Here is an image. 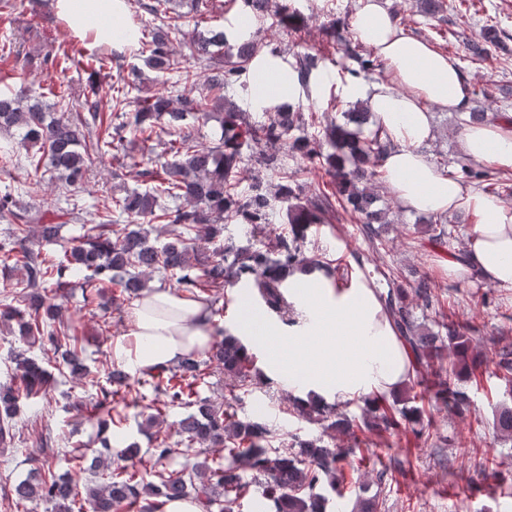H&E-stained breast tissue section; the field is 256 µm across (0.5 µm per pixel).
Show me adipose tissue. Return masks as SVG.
<instances>
[{"label": "adipose tissue", "mask_w": 512, "mask_h": 512, "mask_svg": "<svg viewBox=\"0 0 512 512\" xmlns=\"http://www.w3.org/2000/svg\"><path fill=\"white\" fill-rule=\"evenodd\" d=\"M351 25L356 39L384 64L382 74L344 89L348 99L367 101L393 148L382 163L385 186L406 211L443 214L457 209L475 218L464 259L441 265L449 279L479 278L512 288V208L496 197L467 188L439 173L422 145L432 136L433 110L459 111L468 86L459 64L410 35L380 0H360ZM462 150L501 171H512V123L468 128ZM298 313L297 336L287 340L258 315L240 330L268 352L272 368L289 385L323 398L389 396L414 371L390 326L379 296L367 282L335 286L321 271L293 272L283 281ZM206 303L164 289L145 291L136 301L120 355L135 371L176 363L212 341ZM310 344H303V337Z\"/></svg>", "instance_id": "adipose-tissue-1"}]
</instances>
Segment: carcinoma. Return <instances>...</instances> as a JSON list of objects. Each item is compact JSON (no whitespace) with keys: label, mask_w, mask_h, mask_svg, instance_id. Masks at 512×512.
Returning <instances> with one entry per match:
<instances>
[{"label":"carcinoma","mask_w":512,"mask_h":512,"mask_svg":"<svg viewBox=\"0 0 512 512\" xmlns=\"http://www.w3.org/2000/svg\"><path fill=\"white\" fill-rule=\"evenodd\" d=\"M467 2L454 0L447 5L444 0H424L423 8L434 15L446 6L459 20ZM245 5L255 17L273 11L283 24L293 19L286 3L245 0ZM183 6L188 8L185 13L180 12ZM141 8L159 24L149 31L126 27L123 41L135 46L136 59L143 66H132L127 76L112 86L109 112H103L97 101L88 102L86 111L70 118L65 116L68 105L47 102L42 92L0 91V133L26 149L37 148L39 154L29 160L33 178L0 188V219L11 224L8 237L0 240V279L11 282V289L0 299V322L16 325L14 334L39 344L76 375H86L88 370L73 327L62 319L61 302L75 279L82 289L83 307L103 312L107 311L103 299L113 286L120 288L127 301L143 297L148 289L145 274L149 272L170 274L179 290L196 299L203 294L212 305L224 296V289L252 281L267 308L283 317L288 312L281 291L284 272L332 271L329 263L317 257L301 256L311 225L323 223L327 213L338 209L362 224L368 238L380 236L384 225L391 223L389 209L376 206L380 195L374 183L392 142L368 107L359 103L346 113L347 122L330 121L322 127L305 121L303 113L291 105L274 106L266 120H255L222 93L239 82L254 58L267 47L260 32L243 22V41L233 61L223 59L224 26L208 29L207 34L193 38L189 44L190 58L197 68L192 72L185 66L187 58L173 50V43L186 36L182 20L202 22L213 10V0H148ZM501 34L497 26L484 25L481 41L486 46L477 47L474 56L484 58L487 47L502 42ZM331 38L361 70L382 67L378 58L360 54L341 34L333 32ZM83 57V50L77 48L55 54L63 71L70 64H82ZM144 66L164 86L193 85V77L200 74L207 93H150L142 86ZM317 70V57L309 53L298 57L299 84H310ZM131 105L136 109L126 111ZM192 120L204 124L214 120L220 134L208 143H200L184 134ZM127 133L144 144L164 135L175 137L171 158L162 172L143 170L149 186L106 197L98 207V223L82 227L77 244L69 248L49 253L40 247L21 245L34 225L41 240L51 243L60 238L62 225L45 221L41 206L31 202L44 191V180L55 179L67 188L74 186L84 179L92 155L103 157L119 150ZM286 145L325 170L331 193L301 199L298 171L288 168L287 157L281 154V147ZM245 147L249 148L247 155L243 154ZM247 160L279 179L275 191L260 180L253 182L245 194L236 190L238 174ZM461 171L485 193H495L487 172L467 163L461 164ZM290 200L295 204L289 210L288 235L244 241L224 236L226 223L267 224L276 205ZM145 223L167 224L172 230L165 240H152L143 228ZM202 241L210 244L205 251L198 246ZM16 269L23 270L24 277L14 281ZM384 278L388 291L380 298L392 326L415 372L433 369L435 391L427 396L415 392L411 385L392 396L390 402L383 396L368 398L359 423L320 396L291 398L294 414L321 425L325 433L350 436L352 444L331 448L320 436L302 438L296 434L286 439L260 418L240 419L237 407L253 385L254 356L238 337L226 333L206 352V358L191 352L172 370L161 367L152 371L154 398L148 404L125 370L110 371L95 404L98 447L81 456L87 470L100 471L99 481L85 483L80 491L72 476L52 471L47 455L36 468L37 474L14 485L11 502L18 506L43 501L52 505V512H82L78 506L82 494L91 512H114L117 504L138 512H162L170 501L191 498L202 512H233V505L256 484L262 489V501L257 503L260 512H325L327 499L321 489L327 486L336 495H343L348 473L355 472L349 457L360 445L369 447L375 444V436H398L422 425L427 408L438 404L448 408L451 416H462L470 409L463 385L476 380L481 365L472 338L450 322L444 325L448 336L445 341L418 322L414 300L430 309L434 298L427 275L417 276L408 288L389 274ZM17 299L21 300L18 306L14 304ZM11 359L18 371V383L0 386L1 448L13 445V420L19 403L39 397L48 384L47 371L24 352H13ZM214 363L224 370V389L229 394L222 402L203 398L195 390ZM497 368L512 397V352L500 354ZM116 396L124 406L140 409L146 430L154 427L155 411L161 405L192 408L178 422L179 440L156 442L151 452L155 463L148 470L139 469L141 448L136 442L119 451L125 464L112 467L114 440L110 429L113 413L117 412L112 405ZM494 429L500 440L512 441V406H498ZM185 448L215 455V465L203 460L190 468H167ZM243 466L250 469L253 481L244 480Z\"/></svg>","instance_id":"1"}]
</instances>
